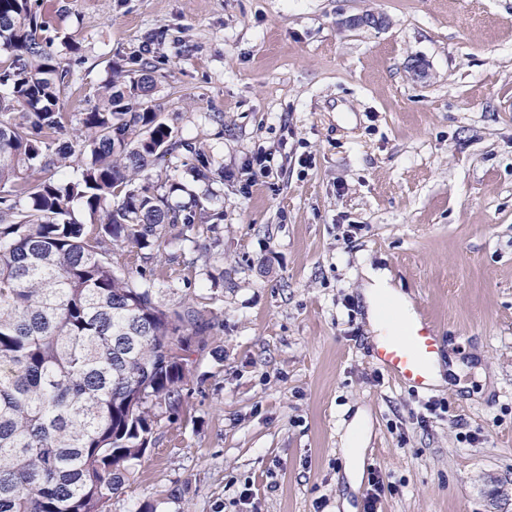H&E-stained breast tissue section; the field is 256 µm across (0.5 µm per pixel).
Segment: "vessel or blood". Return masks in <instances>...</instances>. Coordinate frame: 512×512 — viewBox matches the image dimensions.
I'll return each instance as SVG.
<instances>
[{
    "mask_svg": "<svg viewBox=\"0 0 512 512\" xmlns=\"http://www.w3.org/2000/svg\"><path fill=\"white\" fill-rule=\"evenodd\" d=\"M447 347V338L424 313L417 311L402 333L378 337L371 356L397 385L417 393L432 390V373Z\"/></svg>",
    "mask_w": 512,
    "mask_h": 512,
    "instance_id": "1",
    "label": "vessel or blood"
}]
</instances>
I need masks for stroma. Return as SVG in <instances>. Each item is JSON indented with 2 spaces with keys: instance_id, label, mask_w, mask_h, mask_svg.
I'll return each instance as SVG.
<instances>
[{
  "instance_id": "obj_1",
  "label": "stroma",
  "mask_w": 512,
  "mask_h": 512,
  "mask_svg": "<svg viewBox=\"0 0 512 512\" xmlns=\"http://www.w3.org/2000/svg\"><path fill=\"white\" fill-rule=\"evenodd\" d=\"M363 11L388 27H342ZM42 17L80 58L65 112L150 46L149 106L224 173L155 162L172 203L224 218L112 252L212 328L109 512H363L374 471L381 512H512V0H43ZM368 268L446 332V385L416 394L371 361ZM431 400L447 409L421 423ZM365 426L363 417L359 416L350 427L345 438L344 455L347 459L348 467L352 473H355L362 464L361 443L363 441Z\"/></svg>"
}]
</instances>
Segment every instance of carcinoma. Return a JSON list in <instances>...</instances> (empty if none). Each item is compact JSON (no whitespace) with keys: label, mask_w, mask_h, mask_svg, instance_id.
<instances>
[{"label":"carcinoma","mask_w":512,"mask_h":512,"mask_svg":"<svg viewBox=\"0 0 512 512\" xmlns=\"http://www.w3.org/2000/svg\"><path fill=\"white\" fill-rule=\"evenodd\" d=\"M41 0H0V512H105L145 455L156 410L177 413L192 337L211 322L170 310L114 269L112 245L204 219L135 177L205 151L145 106L153 71H116L64 142L71 66L47 50ZM80 155V178L58 169ZM79 204L89 217H73Z\"/></svg>","instance_id":"1"}]
</instances>
